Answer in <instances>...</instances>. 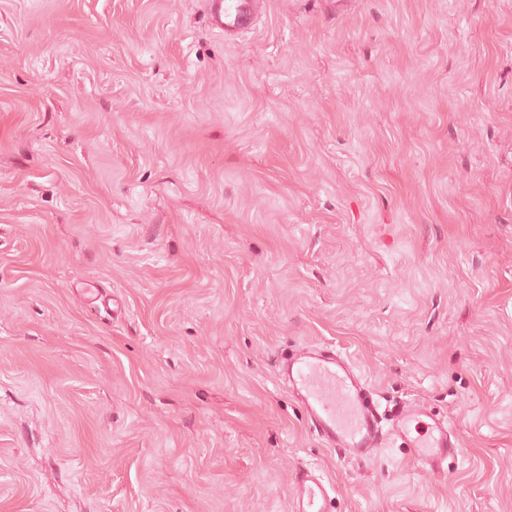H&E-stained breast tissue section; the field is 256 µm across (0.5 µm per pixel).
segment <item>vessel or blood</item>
<instances>
[{"mask_svg":"<svg viewBox=\"0 0 512 512\" xmlns=\"http://www.w3.org/2000/svg\"><path fill=\"white\" fill-rule=\"evenodd\" d=\"M204 7L211 26L227 33L251 29L258 17L255 0H204ZM277 366L317 437L345 456H366L394 439L418 470L437 472L458 448L448 422L426 405L407 401L395 412L382 410L351 358L336 349L301 346L282 353ZM292 481L294 512H329L335 488L320 468L296 467Z\"/></svg>","mask_w":512,"mask_h":512,"instance_id":"b4317fda","label":"vessel or blood"}]
</instances>
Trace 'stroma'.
Returning a JSON list of instances; mask_svg holds the SVG:
<instances>
[{"instance_id": "obj_1", "label": "stroma", "mask_w": 512, "mask_h": 512, "mask_svg": "<svg viewBox=\"0 0 512 512\" xmlns=\"http://www.w3.org/2000/svg\"><path fill=\"white\" fill-rule=\"evenodd\" d=\"M0 0V512H512V0ZM459 443L327 448L278 352ZM206 17L214 29L237 33L251 29L258 17L255 0H204ZM293 510L295 512H329L335 493L334 485L326 479L320 468L302 465L293 475Z\"/></svg>"}]
</instances>
